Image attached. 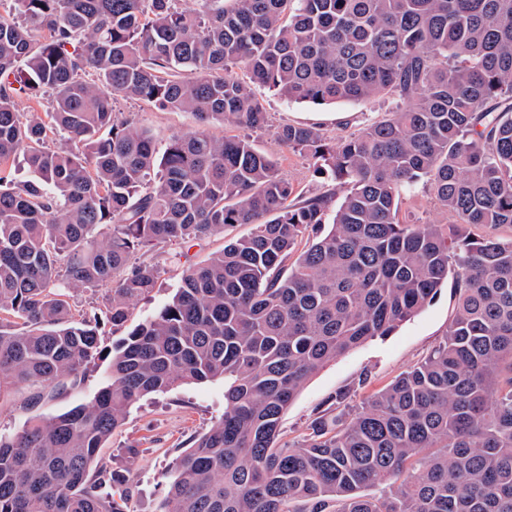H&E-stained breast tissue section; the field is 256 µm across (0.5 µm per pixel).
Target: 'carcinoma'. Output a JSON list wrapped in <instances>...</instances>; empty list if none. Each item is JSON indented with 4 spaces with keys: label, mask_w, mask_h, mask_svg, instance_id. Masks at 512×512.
Returning a JSON list of instances; mask_svg holds the SVG:
<instances>
[{
    "label": "carcinoma",
    "mask_w": 512,
    "mask_h": 512,
    "mask_svg": "<svg viewBox=\"0 0 512 512\" xmlns=\"http://www.w3.org/2000/svg\"><path fill=\"white\" fill-rule=\"evenodd\" d=\"M0 15V390L76 386L93 399L0 435V512H126L92 471L140 398L224 380V416L169 475L161 512H512V0H11ZM26 67L18 76V63ZM263 86L294 102L370 103L354 135L285 125L277 138L334 188L295 201L260 130ZM52 96L21 120L16 98ZM188 112L164 152L119 99ZM62 134L65 149L48 147ZM21 157L29 179L13 182ZM425 178L448 224H408ZM341 200H336L337 191ZM252 232L187 268L169 302L109 348L69 294L106 289L112 326L155 288L131 262L156 242ZM329 230L294 255L298 239ZM455 268H450V265ZM454 271L442 343L351 408L339 391L293 446L284 412L305 381L390 335ZM389 487L387 497L361 493Z\"/></svg>",
    "instance_id": "carcinoma-1"
}]
</instances>
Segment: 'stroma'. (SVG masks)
<instances>
[{"instance_id": "35a3bbf8", "label": "stroma", "mask_w": 512, "mask_h": 512, "mask_svg": "<svg viewBox=\"0 0 512 512\" xmlns=\"http://www.w3.org/2000/svg\"><path fill=\"white\" fill-rule=\"evenodd\" d=\"M269 114L266 129L252 133L256 148L278 163L297 195L310 196L326 189L328 182L315 172L312 160L289 151L276 137L286 124L319 126L328 136L347 135L369 123L380 113L395 108L392 98L372 103H339L313 106L287 102L266 88H258ZM118 111L133 115L155 134L158 150H165L169 137L195 128V118L186 112H170L140 101L118 104ZM400 216L410 224L447 222L426 181H418L413 193L402 195ZM251 227L238 224L210 237L188 244H161L145 252V260L158 266L160 276L154 290L130 306L121 329L102 324L105 345H113L126 332L150 317L173 296L187 266L205 263L232 240L246 236ZM455 311L452 280H445L435 299L389 336L367 341L328 363L311 376L289 405L281 422V443L293 444L304 433L322 404L339 389L370 373L367 386L359 389L355 402H362L383 389L424 358L444 339ZM224 413V382H188L166 392L151 394L136 402L123 424L101 448L95 467L112 471L128 480V512H159L167 494V476L190 441L203 435ZM137 456H130V449Z\"/></svg>"}]
</instances>
